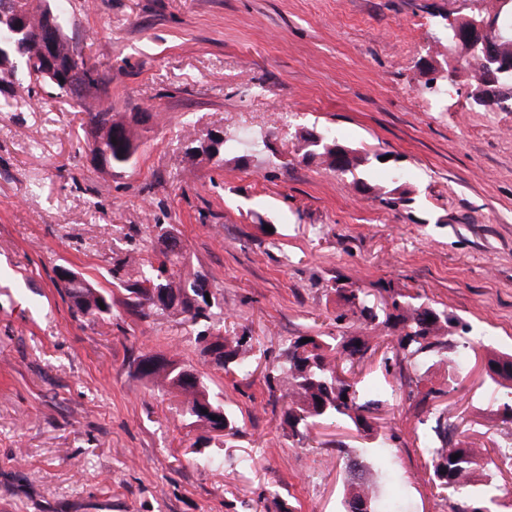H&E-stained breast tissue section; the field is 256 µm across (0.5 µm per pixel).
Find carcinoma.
<instances>
[{
  "label": "carcinoma",
  "instance_id": "obj_1",
  "mask_svg": "<svg viewBox=\"0 0 512 512\" xmlns=\"http://www.w3.org/2000/svg\"><path fill=\"white\" fill-rule=\"evenodd\" d=\"M502 36L496 49L512 56V0L502 4L495 0ZM54 41L53 74L49 82L61 96L83 97L82 88L97 86L96 67L82 52L69 47V36L59 10L48 0H0V93L6 94L26 72L28 64L42 66L44 42ZM152 118L150 112H137L128 118L120 117L108 107L87 113L90 128V152L103 166L120 170L131 163L139 148L138 127ZM333 138L310 142L301 138V157L304 161L316 158L328 167L345 172L358 165V158L349 155L336 164L330 160L335 145ZM162 241L174 240L173 246L161 252L162 258L128 257L122 266L128 269L123 281L125 306L145 317L154 308L182 315L194 322L210 319L205 293L208 284L198 271H185V258L180 242L167 227H160ZM61 287L75 312L82 316L104 303L112 308V298L104 296L88 281L74 283L60 279ZM169 289V301L154 302L152 289ZM382 300L375 304L360 288H337L338 297L349 307L358 324L359 332L341 336H312L288 341L281 360L266 376L269 399L285 402L283 424L291 435L302 441L309 437L316 424L329 420L348 419L356 428L371 430L366 414L378 409L381 401L369 397L356 378V368L366 354L376 350L373 339L384 334L395 345L390 355L384 356L385 367H403L404 364H422L427 369L444 367L457 375L468 370L459 367L456 358L449 356L450 329L456 319L448 312L419 301V296L384 285ZM200 353L215 354L211 365L242 378L253 373L252 337L247 333L221 336L204 330L196 336ZM483 368L489 379L499 387L496 397L501 423L512 425V353L486 352ZM187 366L161 354H143L136 365V374L178 398L184 416L190 423L213 429L216 421L197 408L205 403L224 415V437L240 435L242 426L235 414L224 406L208 388L204 377L196 376L190 383L184 379ZM443 390L430 388L423 392L410 388L408 398L417 400L421 412L431 415V432L419 437V448L428 457V482L436 497L448 506V512H489L494 504L500 512H512V487L499 484L493 473L503 469L512 471V448L481 450L472 446L468 437L455 442L448 440V418L434 412L433 401ZM387 434L373 437L372 445L364 450L376 464H381L387 453ZM458 455L452 459V455ZM389 501L379 496L374 484L350 485L342 502L343 512H387Z\"/></svg>",
  "mask_w": 512,
  "mask_h": 512
}]
</instances>
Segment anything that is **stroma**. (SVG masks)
<instances>
[{
	"label": "stroma",
	"instance_id": "35a3bbf8",
	"mask_svg": "<svg viewBox=\"0 0 512 512\" xmlns=\"http://www.w3.org/2000/svg\"><path fill=\"white\" fill-rule=\"evenodd\" d=\"M67 0V32L95 63L98 90L77 100L28 81L0 96V512H340L343 455L369 441L344 420L298 442L265 376L289 339L337 336L336 285L391 283L469 324L476 351H512V112L474 104L469 71L447 93L422 59H451L443 16L489 0ZM150 112L134 162L114 172L86 149L83 112ZM220 130L265 136L263 151L222 164L186 158L187 140ZM327 131L362 163L338 172L296 153ZM408 191L389 207L379 195ZM173 225L188 268L217 304L212 331L247 328L252 376L201 359L198 325L155 309L128 311L119 263L153 255ZM66 267L112 311L73 315ZM160 352L194 366L238 417L225 466H197L176 400L135 374ZM425 386L449 439L477 420L476 447L512 436L481 367L441 369ZM414 402L393 397L380 423L386 493L407 512H444L429 486Z\"/></svg>",
	"mask_w": 512,
	"mask_h": 512
}]
</instances>
